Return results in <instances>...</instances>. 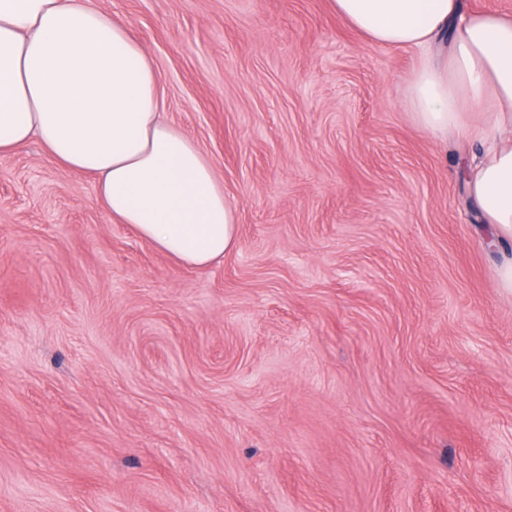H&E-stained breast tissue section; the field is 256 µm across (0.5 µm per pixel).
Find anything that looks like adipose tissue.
I'll use <instances>...</instances> for the list:
<instances>
[{
    "label": "adipose tissue",
    "instance_id": "ef3b65f1",
    "mask_svg": "<svg viewBox=\"0 0 512 512\" xmlns=\"http://www.w3.org/2000/svg\"><path fill=\"white\" fill-rule=\"evenodd\" d=\"M367 41L411 49L407 106L420 128L480 147L469 192L512 241V16L462 0H332ZM38 144L92 175L113 220L176 262L206 267L236 246V216L202 149L168 122L129 25L91 0H0V157Z\"/></svg>",
    "mask_w": 512,
    "mask_h": 512
}]
</instances>
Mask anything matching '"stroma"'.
Wrapping results in <instances>:
<instances>
[{
    "instance_id": "35a3bbf8",
    "label": "stroma",
    "mask_w": 512,
    "mask_h": 512,
    "mask_svg": "<svg viewBox=\"0 0 512 512\" xmlns=\"http://www.w3.org/2000/svg\"><path fill=\"white\" fill-rule=\"evenodd\" d=\"M237 245L202 268L0 158V512H512V292L417 57L330 0H93Z\"/></svg>"
}]
</instances>
